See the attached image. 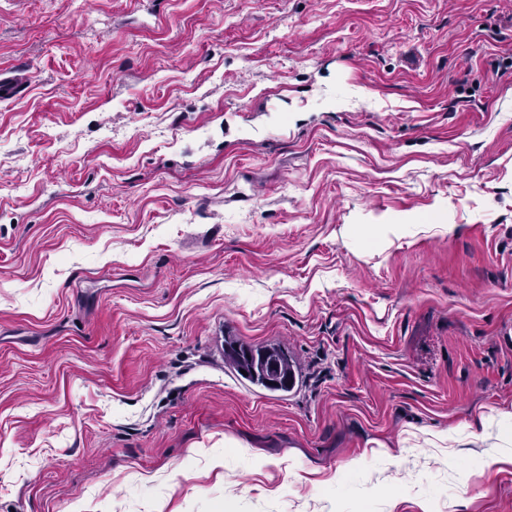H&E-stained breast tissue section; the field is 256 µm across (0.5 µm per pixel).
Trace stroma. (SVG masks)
Segmentation results:
<instances>
[{"mask_svg": "<svg viewBox=\"0 0 512 512\" xmlns=\"http://www.w3.org/2000/svg\"><path fill=\"white\" fill-rule=\"evenodd\" d=\"M0 81V512H512V0H0ZM270 362L275 363L278 376L269 371ZM224 363L242 379L270 391H288L293 384L292 361L288 353L277 346L253 348L238 342L225 344L224 341Z\"/></svg>", "mask_w": 512, "mask_h": 512, "instance_id": "1", "label": "stroma"}]
</instances>
